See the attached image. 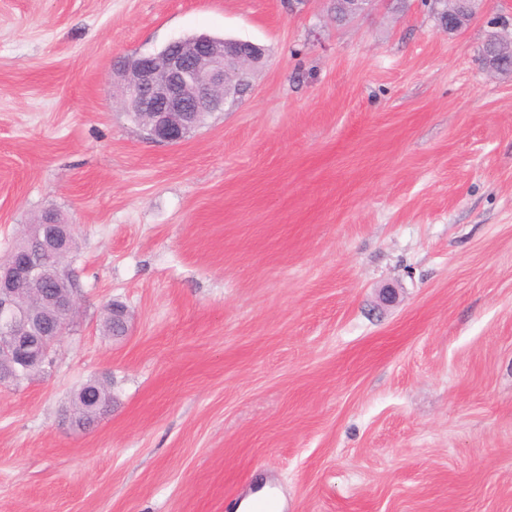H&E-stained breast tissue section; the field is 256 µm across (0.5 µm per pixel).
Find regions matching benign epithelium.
Wrapping results in <instances>:
<instances>
[{
    "mask_svg": "<svg viewBox=\"0 0 512 512\" xmlns=\"http://www.w3.org/2000/svg\"><path fill=\"white\" fill-rule=\"evenodd\" d=\"M264 49L252 42L206 35L178 38L162 51L128 59L118 72L127 112L148 137L175 145L211 112H222L250 90L248 74ZM75 225L53 216L35 222L0 259V383L18 382L48 360L66 335L79 284L68 264ZM48 285L35 296L23 289Z\"/></svg>",
    "mask_w": 512,
    "mask_h": 512,
    "instance_id": "1",
    "label": "benign epithelium"
}]
</instances>
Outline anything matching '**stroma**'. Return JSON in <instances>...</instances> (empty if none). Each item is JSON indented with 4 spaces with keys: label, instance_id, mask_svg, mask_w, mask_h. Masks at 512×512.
Segmentation results:
<instances>
[{
    "label": "stroma",
    "instance_id": "35a3bbf8",
    "mask_svg": "<svg viewBox=\"0 0 512 512\" xmlns=\"http://www.w3.org/2000/svg\"><path fill=\"white\" fill-rule=\"evenodd\" d=\"M328 6L0 0V258L48 209L80 239L70 331L0 386V512H512V0ZM201 33L266 59L153 142L113 66ZM86 385H92L99 392V399L93 405H86L85 409H79L78 416L83 422L82 426H90L95 420L104 412H107L112 403V393L110 388L100 382L88 383Z\"/></svg>",
    "mask_w": 512,
    "mask_h": 512
}]
</instances>
